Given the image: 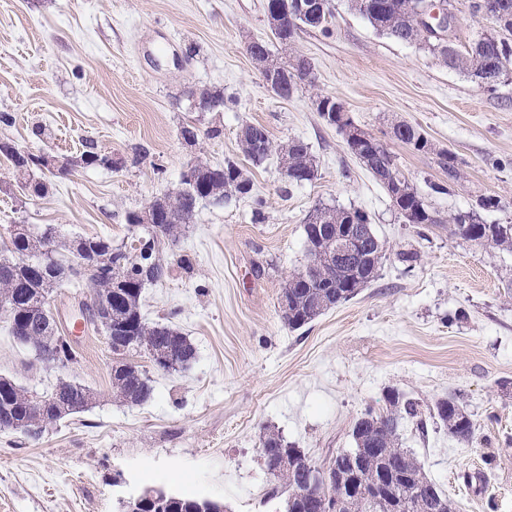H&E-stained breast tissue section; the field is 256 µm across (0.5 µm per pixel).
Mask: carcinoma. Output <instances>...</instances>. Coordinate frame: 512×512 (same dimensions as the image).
Returning a JSON list of instances; mask_svg holds the SVG:
<instances>
[{"instance_id":"1","label":"carcinoma","mask_w":512,"mask_h":512,"mask_svg":"<svg viewBox=\"0 0 512 512\" xmlns=\"http://www.w3.org/2000/svg\"><path fill=\"white\" fill-rule=\"evenodd\" d=\"M351 8L368 20L377 30L399 42H420L430 52L441 58L450 69L458 70L474 79L487 93L493 94L505 79L512 75V21L499 27L493 36L483 35L461 49L450 50L432 39L425 41L415 29L416 16L422 0H350ZM319 12L317 21L307 17L296 18L294 32L298 33L315 27L323 32L334 17L330 0H311ZM493 10H503L512 16V0H467L469 12L476 16L481 4ZM265 136V151L261 157L251 158L255 166L261 165L270 155H277L280 162L288 165L290 186L302 185L315 178L314 156L307 143L291 139L276 144L267 130L254 124L240 127L238 135ZM395 139L416 146L420 131L412 124L400 122L394 125ZM373 136L363 133V139L354 143L350 152L369 170L385 175L399 173L393 156L387 150L380 155L372 153L370 141ZM439 164L448 170V185L458 177V158L453 152L438 153ZM404 186L400 199V215L409 224H439L441 219L425 200L409 185ZM203 186L208 193L225 200L232 196L246 197L252 193L253 183L234 163L223 166L212 165L202 159L192 165L190 178L181 179V187L155 198L144 206L143 211L158 209L162 213L163 231L157 237L146 234L147 227L133 219L139 212L127 214V222L138 229L140 236L148 243V255L143 262L129 257L122 258L123 246L112 245V240L99 236L80 237L66 240L58 230L47 227L41 233L32 231L25 224H17L10 234L9 242L0 247V302L14 307L21 320L29 321L43 312L45 297L59 286L54 275L60 263L54 254L57 248H77L83 257L95 265V272L86 282L93 289V301L109 298L114 290L120 291V301L114 307L112 322L128 327L126 348L112 350L116 356L117 372L112 379V396L121 403L140 405L148 401L153 393L146 373L128 365L123 355L132 350L151 346L158 351H169L179 363L189 364L196 355L191 340L170 325L150 323L140 311L143 285L140 281L141 266L151 265L153 279L161 282L168 276V266L162 258L165 242L178 241L185 229L194 223L199 195L195 188ZM501 200L495 197H481L476 208L460 212L452 217L454 233L469 240L489 244L493 247L512 251V224H487L481 220L479 211L497 210ZM348 220L356 221L361 230V244L346 263L338 264L328 260L334 249V237ZM308 264L291 273L281 288L283 318L292 329L302 328L325 311L356 297L378 277V261L386 258L385 243L380 239L368 216L359 209H345L319 205L306 217ZM47 267L41 275L30 270L29 265ZM18 340L32 346L38 357L47 352L52 363L65 366L75 359V351L69 337L55 334L47 340L38 335L25 334ZM384 407L374 410L368 407L350 428V436L357 448L365 449L362 479L371 481L378 475L380 464L393 470V476L379 498L370 505L350 497L346 492V480L339 472H347L342 464L345 451L336 452L323 468L328 482L307 487V472L317 469L306 456L298 453L293 446H280L281 434L268 431L260 438L262 457H288V465L273 474L275 483L267 491L266 501L283 499V512H331L336 500L344 498L348 505L344 512H434V505L442 504L439 512H454L453 502L435 482L428 477L413 453L401 447L400 428L402 421L411 418L424 425V415H429L448 429V434L460 442L472 441L476 424L460 399L450 394L424 405L409 398L396 388L386 391ZM92 403V396L86 387L71 382H60L42 396H34L15 381L0 376V406L9 409V416L18 420L34 419L40 431L60 420L85 411ZM154 500L147 502L142 512H225V506L207 499L190 495H179L153 489Z\"/></svg>"}]
</instances>
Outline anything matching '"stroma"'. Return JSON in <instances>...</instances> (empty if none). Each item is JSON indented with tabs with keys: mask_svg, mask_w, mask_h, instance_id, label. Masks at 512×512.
Listing matches in <instances>:
<instances>
[{
	"mask_svg": "<svg viewBox=\"0 0 512 512\" xmlns=\"http://www.w3.org/2000/svg\"><path fill=\"white\" fill-rule=\"evenodd\" d=\"M329 32L295 43L313 64L312 85L283 100L246 52L272 41L264 0H0V140L35 154L77 158L86 141L112 167H72L58 178L34 170L45 195L22 192L0 155V241L16 224L52 225L61 235L131 243L126 211L178 187L187 164L231 160L253 182L251 197L202 203L196 221L166 252L168 278L143 290V313L188 336L196 359L168 372L141 351L153 398L128 406L112 397V352L103 333L76 331V359L40 362L0 316V376L35 394L58 381L88 387V410L40 440L0 430V512H121L149 488L217 500L228 512H280L265 502L272 477L259 442L278 431L315 465L352 447L350 423L381 407L394 386L429 401L460 396L476 424L472 444L435 423L405 425L402 444L448 494L455 512H512V251L450 231L448 220L493 196L502 209L484 222H512V81L488 94L419 44L388 38L332 0ZM223 90L228 109L194 112L190 96ZM332 95L355 124L380 140L408 183L440 218L405 223L383 186L319 116L314 94ZM198 141L179 138L187 122ZM418 126V152L392 135ZM274 142L299 138L317 178L284 192L277 158L255 167L241 153L242 125ZM218 136H210V129ZM147 152L132 164L133 148ZM459 154L449 183L439 150ZM451 184L449 192L437 185ZM265 220H251L255 199ZM359 208L387 256L372 284L309 325L289 329L278 306L288 275L305 264L303 219L316 204ZM418 253L415 265L400 252ZM190 255L185 273L178 260Z\"/></svg>",
	"mask_w": 512,
	"mask_h": 512,
	"instance_id": "obj_1",
	"label": "stroma"
}]
</instances>
